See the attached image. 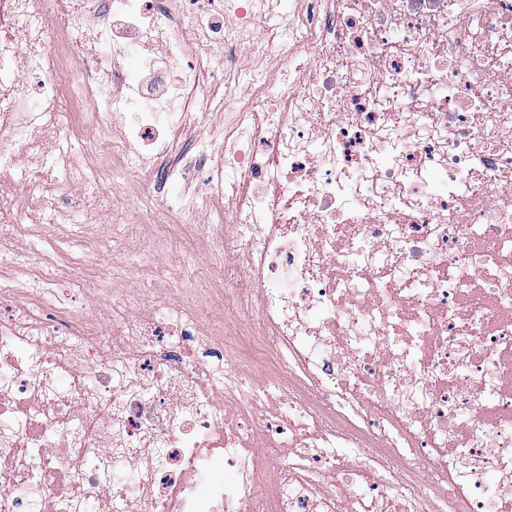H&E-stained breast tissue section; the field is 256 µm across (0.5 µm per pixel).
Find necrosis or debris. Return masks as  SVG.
<instances>
[{"label":"necrosis or debris","mask_w":512,"mask_h":512,"mask_svg":"<svg viewBox=\"0 0 512 512\" xmlns=\"http://www.w3.org/2000/svg\"><path fill=\"white\" fill-rule=\"evenodd\" d=\"M265 7L0 0V512H512V0H296L270 26ZM128 58L117 97L105 64ZM246 65L244 101L225 80ZM211 82L228 123L146 181ZM52 129L51 162L22 168ZM199 165L202 192L165 194ZM100 182L248 277L171 302L131 274L147 236L172 256L167 226L111 205L69 268L15 249L41 226L19 210L76 224L67 190ZM104 248L113 306L142 311L119 344L86 300Z\"/></svg>","instance_id":"necrosis-or-debris-1"}]
</instances>
